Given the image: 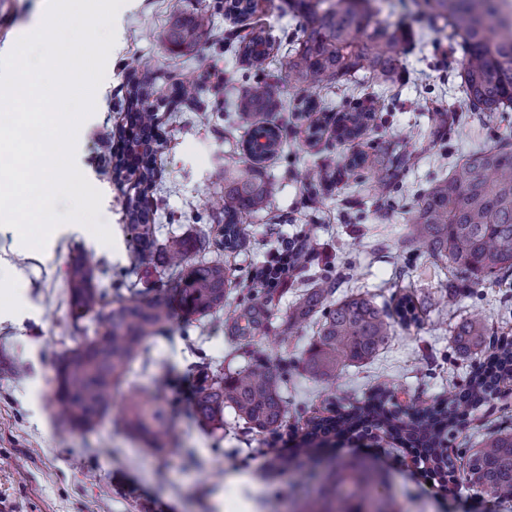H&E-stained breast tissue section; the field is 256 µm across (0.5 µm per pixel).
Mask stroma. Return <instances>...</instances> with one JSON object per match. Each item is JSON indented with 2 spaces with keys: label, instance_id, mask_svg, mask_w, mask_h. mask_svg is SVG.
I'll return each instance as SVG.
<instances>
[{
  "label": "stroma",
  "instance_id": "35a3bbf8",
  "mask_svg": "<svg viewBox=\"0 0 512 512\" xmlns=\"http://www.w3.org/2000/svg\"><path fill=\"white\" fill-rule=\"evenodd\" d=\"M211 2L135 0L115 22L100 108L82 124L76 151L79 169L105 196L101 220L113 234V245L63 232L41 250L16 247L11 227L0 226V286L22 285L19 298L0 313V512H305L314 497L311 484L296 470L271 467L285 453L302 458L299 423L369 401L384 383L391 387V406L403 411L439 403L478 365L454 348L451 327L458 318L478 317L492 335L512 337V279L490 288L471 285L454 304L443 305L440 296L451 268L401 239L415 195L472 151L512 140V115L503 120L470 111L458 90L461 58L449 56L447 33L419 19L415 0H383V18L406 33L400 77L390 90L374 94L364 76H356L334 91L315 92L317 110L307 119L294 109V84L280 81L272 118L288 139L264 168L275 187L274 203L270 213L247 219L243 242L224 254L240 283L224 308L239 303L253 272L278 242L308 231L312 269L335 280L336 297L360 293L390 308L406 295L418 308L420 324L396 326L376 357L343 366L329 380L305 376L299 363L316 325L271 345L273 357L287 365L283 426L276 436H259L245 432L228 414L219 440L191 415L186 389L196 383L193 365L203 355L233 369L244 360L232 353L223 317L199 319L177 305L166 332L151 339L133 363L113 404L121 409L136 390L163 383L174 428L168 453L156 455L109 416L89 433L54 418L56 364L75 345L67 302L70 262L80 251L94 253L115 271L130 262L123 202L135 177L118 183L105 173L121 133L117 104L125 92L127 62H139V79L154 84L161 100L169 93L163 75L171 70L201 80L219 72L239 85L249 81L235 56L210 42L179 54L163 46L176 15L199 12ZM43 7L44 0H0V42L28 29ZM215 23L224 31L261 27L276 45L270 66L280 74L287 62L280 40L289 34L300 43L310 33L305 19L289 15L283 0H262L253 16H219ZM349 101L375 110L367 142L390 153L405 147L418 157L414 166L398 170L396 186L387 193L375 189L373 175L356 184L343 173L356 147L337 139L336 108ZM158 116L163 120L160 237L216 230L214 205L224 186L213 174L228 161H244L247 133L192 112L176 125L166 123V108H159ZM326 157L339 175L332 185L312 188L305 175ZM501 390L449 436L455 455H464L498 426L512 424V380ZM322 453L362 460L380 471L385 480L376 493L393 512H512V496L469 488L456 471L444 477L411 465L410 449L380 430L334 441Z\"/></svg>",
  "mask_w": 512,
  "mask_h": 512
}]
</instances>
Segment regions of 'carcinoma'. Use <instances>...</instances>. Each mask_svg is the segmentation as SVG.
Listing matches in <instances>:
<instances>
[{
  "label": "carcinoma",
  "mask_w": 512,
  "mask_h": 512,
  "mask_svg": "<svg viewBox=\"0 0 512 512\" xmlns=\"http://www.w3.org/2000/svg\"><path fill=\"white\" fill-rule=\"evenodd\" d=\"M375 0H287L288 11L302 15L311 35L302 43L286 42L288 79L301 98L310 88L330 90L362 71L381 91L400 76L399 26L378 19ZM254 0H230L225 12L235 17L254 13ZM420 17L431 26L443 22L449 29L451 49H460L461 89L478 112H505L512 108V19L497 0H423ZM211 18L204 14L178 18L164 38L166 49H190L210 35ZM224 51L238 56L257 80L243 88L206 85L185 77L172 84L171 103L192 112L216 110L228 113L231 126L247 130V159L235 170L224 169L215 178L224 182L218 208L224 221L211 237L171 235L159 241L156 198L160 191L156 168L158 113L152 85L136 77L138 64L129 62L126 90L119 100L125 113L128 137L123 151L112 156V172L120 175L130 165L140 172L138 190L126 201V228L130 232L131 262L124 269L122 285L112 288L95 279L100 261L80 252L68 270V304L75 321L94 326H75L76 345L61 358L56 378V416L72 430H93L112 407V400L131 364L146 351L147 342L167 329L172 296L170 281L181 279L176 295L190 315L207 316L224 308V300L236 287L224 265V249L244 233V220L271 209L273 185L262 163L283 151L284 128L266 120L274 105L279 78L269 70L268 40L261 30L224 34ZM373 111L359 102L343 107L337 134L346 140L367 135ZM415 156L404 151L388 159L372 149L352 156L345 173L358 180L361 173L378 175L377 189L393 187L395 171ZM311 186H328L336 169L328 164L309 169ZM404 240L417 243L436 260L470 274L471 283L496 284L499 275L512 272V146L505 144L469 154L447 177L433 180L404 224ZM163 268L155 281L142 273ZM336 282L322 275L310 279L288 306L281 323L272 325L271 306L279 293L277 284L254 288L232 312L227 324L235 351L246 358L244 366L224 371L223 364L203 362L195 366L196 394L192 415L215 433L224 429V409L248 425V432L275 435L287 416L283 394V365L254 343L257 335L274 334L283 340L298 335L310 322L319 321L317 336L304 352L301 364L314 379L331 378L346 363H361L379 353L393 335L395 323L418 322L415 305L399 300L395 313L365 295L332 299ZM490 329L476 319L462 317L452 327L457 350L481 359L459 395L448 404L400 414L386 407L389 387L380 386L374 400L352 405L340 417L322 418L307 434L327 427L335 432L381 429L393 440L411 439L431 461L448 464L445 441L464 417V405L474 406L492 395L493 368L512 372V338L489 341ZM116 423L151 450L165 451L171 431L164 389L156 386L132 395ZM305 465L332 478V490L313 502L311 512H388L376 496L379 475L361 462L334 461L310 454L304 462L276 459V466ZM472 488L512 495V430L490 433L467 453L463 470Z\"/></svg>",
  "instance_id": "cac0c4a2"
}]
</instances>
